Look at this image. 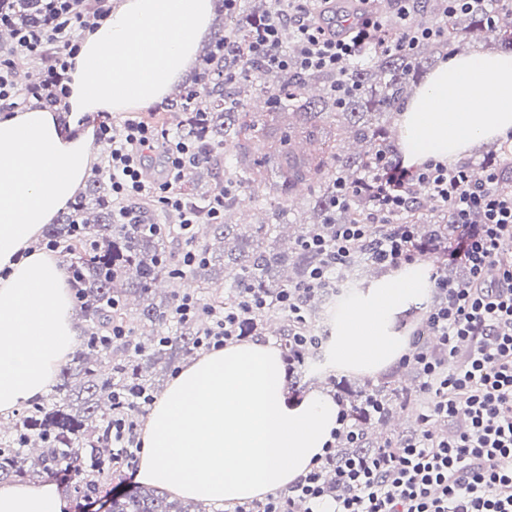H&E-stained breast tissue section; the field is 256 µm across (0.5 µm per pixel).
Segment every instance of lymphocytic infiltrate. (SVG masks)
Wrapping results in <instances>:
<instances>
[{"mask_svg":"<svg viewBox=\"0 0 512 512\" xmlns=\"http://www.w3.org/2000/svg\"><path fill=\"white\" fill-rule=\"evenodd\" d=\"M84 2L44 0L45 23L26 27L0 9V28L11 29L19 53L51 55L49 82L24 89L16 81L14 60L0 59L1 100L24 95L57 103L69 96L67 70L80 33L107 15L100 7L87 10ZM411 2L396 0L397 30L391 33L373 8L357 11L336 32L323 25L315 0H274L267 18L254 23L246 55L267 71L297 73L333 72L344 62L381 52L408 56L420 41L439 34L412 24ZM96 136L109 147L107 172L119 222H126L128 205L144 200L177 213L183 264H194L191 243L199 215L177 186L198 159L196 145L143 120L116 127L106 116L100 117ZM154 153L164 160L159 178L144 166ZM372 181L365 219L337 225L330 238L302 241L321 261L302 285L279 293L277 301L304 326L312 304L340 290L344 269L363 261L397 269L419 260L427 246L417 225L397 218L417 190L443 201L452 222L446 238L433 247L431 279L438 300L419 319L402 357L420 370V427L372 454L343 456L336 441L354 443L359 435L350 411L342 410L322 465L287 493L236 506L234 512H315L326 500L335 512H512V190L497 189L494 168L476 182L461 166L431 161L407 166L395 157L380 158ZM451 267L464 268L466 280L449 283ZM490 268L498 273L496 281L485 277ZM266 307L261 293L240 290L237 303L213 312L198 347L219 348L236 339L241 317Z\"/></svg>","mask_w":512,"mask_h":512,"instance_id":"obj_1","label":"lymphocytic infiltrate"}]
</instances>
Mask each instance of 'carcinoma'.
I'll return each mask as SVG.
<instances>
[{
	"instance_id": "1",
	"label": "carcinoma",
	"mask_w": 512,
	"mask_h": 512,
	"mask_svg": "<svg viewBox=\"0 0 512 512\" xmlns=\"http://www.w3.org/2000/svg\"><path fill=\"white\" fill-rule=\"evenodd\" d=\"M16 21H43L42 0H10ZM263 16V5L228 19L229 36L218 34L205 48L192 86L177 98L185 137L198 141L199 158L189 180L181 186L187 203L206 210L217 195L224 196V223L205 225L196 234L194 248L202 257L185 274L176 272L181 259L167 249V235L150 225L170 224L173 217L149 204L134 209L131 223H115L112 196L104 175L96 174L86 192L48 225L46 235L59 243L80 273L77 300L86 321L81 343L58 374L52 393L29 407L7 429H0V481L60 475L72 494H104L106 512H206L196 502L170 497L158 486H133L120 493L104 492L112 479V392L138 387L152 391L158 370L168 371L195 348L202 329L196 322L175 321L179 298L176 290L160 293L155 285L189 275L200 288L219 276L235 289L249 288L270 296L282 288L302 284L319 263L317 253L298 247L302 238L328 237L336 224L363 220L372 206L369 192L345 208H333L332 198L341 182L369 183L376 157L396 154L388 131L368 119L372 113L396 112L418 74L437 58L460 50L467 39H495L512 51V0H477L469 13L444 16L441 0H414L412 22L441 26V36L420 42L412 56L378 54L365 65H348L345 74L314 71L302 74L268 73L245 58L237 45L244 44L251 23ZM229 52H224V40ZM251 68L255 77L232 84L224 71ZM288 111L298 116L294 135L318 143L311 154L293 148L260 152V137L268 118ZM234 149V160L224 166L221 150ZM274 161L279 181L269 185L262 168ZM300 185L314 190L309 222L293 224V246H283L286 225L281 216L289 196ZM232 190L225 192L224 187ZM272 208L270 224H236L233 215L245 203ZM402 219L431 225V235L446 232L451 218L429 196L416 195ZM278 319V335L290 364L304 366L293 356L294 337L288 315L272 306L242 323L253 330ZM130 326L131 336L100 347L94 343L112 334V325ZM342 392L350 399L357 420L363 408L380 402L388 413L405 403L409 388L389 383L358 393Z\"/></svg>"
}]
</instances>
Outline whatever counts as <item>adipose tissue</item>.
Wrapping results in <instances>:
<instances>
[{"label": "adipose tissue", "mask_w": 512, "mask_h": 512, "mask_svg": "<svg viewBox=\"0 0 512 512\" xmlns=\"http://www.w3.org/2000/svg\"><path fill=\"white\" fill-rule=\"evenodd\" d=\"M214 19L213 0H114L83 31L68 72V118L40 102L0 109V417L46 395L81 327L66 266L39 247L47 224L84 187L98 161L91 117L170 99ZM406 161H454L512 134V52L438 64L398 116ZM420 266L356 291L336 314L331 356L373 376L407 349L399 315L422 303ZM340 404L315 390L286 394L282 352L270 339L230 342L177 369L141 432L136 477L209 504L259 500L317 465ZM48 478L0 483V512H70Z\"/></svg>", "instance_id": "ef3b65f1"}]
</instances>
